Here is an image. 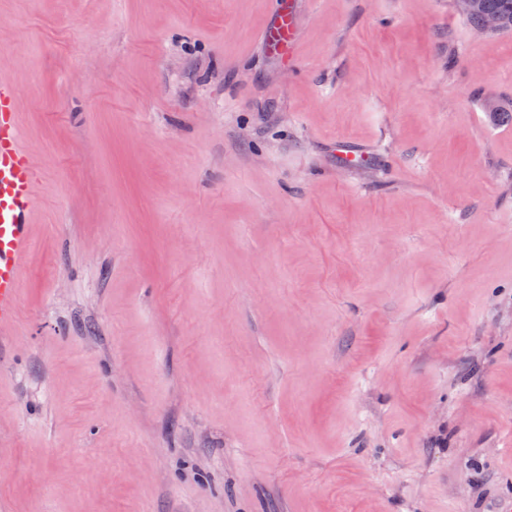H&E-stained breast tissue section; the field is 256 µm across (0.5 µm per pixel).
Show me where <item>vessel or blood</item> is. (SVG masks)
<instances>
[{"label": "vessel or blood", "instance_id": "vessel-or-blood-1", "mask_svg": "<svg viewBox=\"0 0 512 512\" xmlns=\"http://www.w3.org/2000/svg\"><path fill=\"white\" fill-rule=\"evenodd\" d=\"M296 27L293 14L282 15L269 39L279 46L292 44ZM19 96L17 89L0 81V326L18 316L22 259L37 203L38 166L20 142Z\"/></svg>", "mask_w": 512, "mask_h": 512}]
</instances>
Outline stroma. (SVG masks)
<instances>
[{"label":"stroma","mask_w":512,"mask_h":512,"mask_svg":"<svg viewBox=\"0 0 512 512\" xmlns=\"http://www.w3.org/2000/svg\"><path fill=\"white\" fill-rule=\"evenodd\" d=\"M0 80L40 177L0 512H512V33L0 0ZM296 19L292 12L280 16L277 25L269 34V40L275 45L290 46L295 41L296 36Z\"/></svg>","instance_id":"obj_1"}]
</instances>
